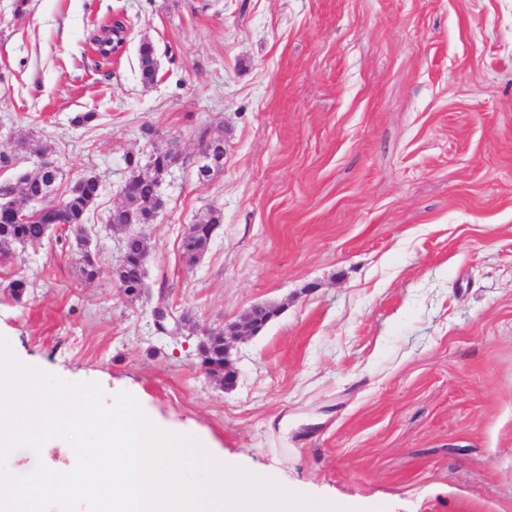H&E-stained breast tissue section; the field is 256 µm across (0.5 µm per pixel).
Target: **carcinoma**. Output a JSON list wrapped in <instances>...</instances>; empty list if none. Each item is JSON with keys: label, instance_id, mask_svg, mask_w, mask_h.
<instances>
[{"label": "carcinoma", "instance_id": "cac0c4a2", "mask_svg": "<svg viewBox=\"0 0 512 512\" xmlns=\"http://www.w3.org/2000/svg\"><path fill=\"white\" fill-rule=\"evenodd\" d=\"M138 61L142 83L146 86L153 84L158 69L156 48L152 41L145 39L140 43ZM126 163L131 171L129 179L135 185L129 207L139 213L141 223L151 224L158 212L156 201L160 184L179 163V159L153 150L144 164L134 157L127 158ZM54 185L55 180L41 171L24 177L18 189L7 182L0 184V199H9L12 205L10 209L0 210V252L17 242L40 244L49 230L59 223L66 225L76 245H81L85 237L87 213L99 195L100 184L96 181V175L86 173L79 177L62 198L53 194ZM18 193L21 194L19 199L16 198ZM30 202L37 203L31 208V217L24 221L16 220L14 212ZM219 225V216L212 212L189 225L181 241V251L188 262H194L197 254L204 252ZM148 257L143 235H127L122 258L116 267L118 280L134 288L142 270L146 268ZM199 358L200 364L206 366L205 373L221 383L236 376V371H228L224 366L222 331L208 334L206 342L199 346Z\"/></svg>", "mask_w": 512, "mask_h": 512}]
</instances>
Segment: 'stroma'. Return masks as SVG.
<instances>
[{
	"mask_svg": "<svg viewBox=\"0 0 512 512\" xmlns=\"http://www.w3.org/2000/svg\"><path fill=\"white\" fill-rule=\"evenodd\" d=\"M117 16L126 43L103 65L90 39ZM204 134L224 141L206 178ZM33 141L57 194L98 175L100 275L85 283L68 237L0 255L21 362L127 389L344 512H512V0H0L1 183L35 173ZM158 142L184 163L144 228L155 296L211 328L280 308L234 343L229 390L197 367L201 333L157 331L112 278L125 159ZM209 212L220 227L186 265ZM157 53L152 41L143 40L138 48L139 73L144 85H152L158 75ZM220 225L219 216L209 213L203 216L196 224H190L181 241V251L188 263H193L210 244L212 236Z\"/></svg>",
	"mask_w": 512,
	"mask_h": 512,
	"instance_id": "obj_1",
	"label": "stroma"
}]
</instances>
